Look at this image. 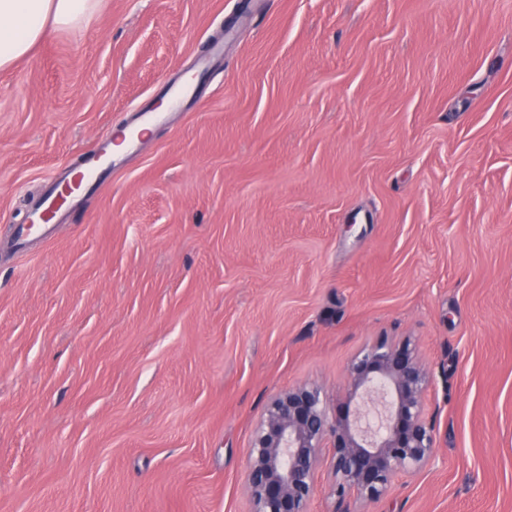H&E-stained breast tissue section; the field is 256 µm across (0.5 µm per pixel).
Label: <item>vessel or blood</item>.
<instances>
[{
  "instance_id": "b4317fda",
  "label": "vessel or blood",
  "mask_w": 512,
  "mask_h": 512,
  "mask_svg": "<svg viewBox=\"0 0 512 512\" xmlns=\"http://www.w3.org/2000/svg\"><path fill=\"white\" fill-rule=\"evenodd\" d=\"M193 79H176L165 87V107H152L133 114L124 127L123 142L126 153L138 148L137 126H153L165 122L171 110L185 107L193 99ZM115 140L106 134L90 148L83 150L78 166L57 172L51 179L29 223L17 225L12 245L24 249L36 236L45 233L54 224L63 222L87 194L94 192L110 176L114 166Z\"/></svg>"
}]
</instances>
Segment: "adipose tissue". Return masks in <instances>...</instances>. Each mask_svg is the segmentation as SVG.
Wrapping results in <instances>:
<instances>
[{
	"label": "adipose tissue",
	"instance_id": "ef3b65f1",
	"mask_svg": "<svg viewBox=\"0 0 512 512\" xmlns=\"http://www.w3.org/2000/svg\"><path fill=\"white\" fill-rule=\"evenodd\" d=\"M99 0H0V69L26 58L52 30L83 26Z\"/></svg>",
	"mask_w": 512,
	"mask_h": 512
}]
</instances>
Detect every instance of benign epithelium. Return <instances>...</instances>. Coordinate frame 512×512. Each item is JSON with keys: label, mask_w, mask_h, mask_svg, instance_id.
I'll return each mask as SVG.
<instances>
[{"label": "benign epithelium", "mask_w": 512, "mask_h": 512, "mask_svg": "<svg viewBox=\"0 0 512 512\" xmlns=\"http://www.w3.org/2000/svg\"><path fill=\"white\" fill-rule=\"evenodd\" d=\"M431 375L412 341L380 340L355 357L348 404L327 416L321 391L292 388L266 406L249 448L246 490L252 512H308L322 448L331 443L335 512L352 497L376 501L399 474L432 461L433 425L424 413Z\"/></svg>", "instance_id": "benign-epithelium-1"}]
</instances>
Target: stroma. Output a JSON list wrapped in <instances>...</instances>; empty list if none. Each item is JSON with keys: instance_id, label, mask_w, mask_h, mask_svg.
I'll return each mask as SVG.
<instances>
[{"instance_id": "1", "label": "stroma", "mask_w": 512, "mask_h": 512, "mask_svg": "<svg viewBox=\"0 0 512 512\" xmlns=\"http://www.w3.org/2000/svg\"><path fill=\"white\" fill-rule=\"evenodd\" d=\"M223 36L49 238V178ZM411 339L438 450L352 512H512V0H101L0 71V512H252L266 405Z\"/></svg>"}]
</instances>
